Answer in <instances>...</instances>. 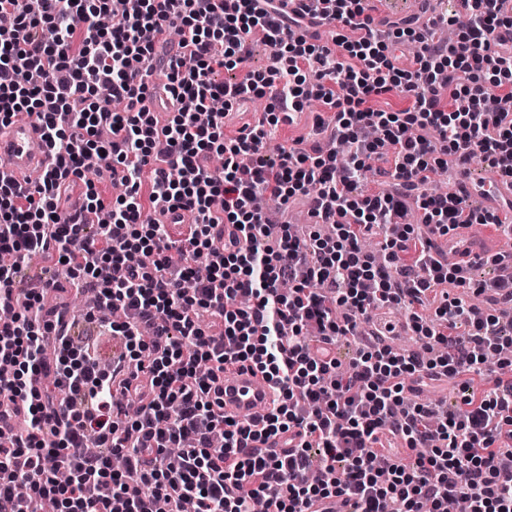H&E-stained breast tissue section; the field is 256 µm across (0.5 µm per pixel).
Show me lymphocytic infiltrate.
<instances>
[{"label": "lymphocytic infiltrate", "instance_id": "obj_1", "mask_svg": "<svg viewBox=\"0 0 512 512\" xmlns=\"http://www.w3.org/2000/svg\"><path fill=\"white\" fill-rule=\"evenodd\" d=\"M111 2L0 0L12 20L0 29V126L36 115L51 149L37 181L0 175V252L16 258L0 266V310L12 312L0 321V512H40L46 499L57 512H155L160 499L166 512L188 502L194 512H253L259 500L266 512H307L341 496L354 512H446L462 494L468 512H512V379L471 386L489 357L512 367L501 354L512 339L500 315L450 295L469 265L437 258L432 241L474 224L512 237V221L423 190L436 169L476 156L512 180V112L483 107L512 101V44L499 37L512 21L496 0H461L470 24L450 46L408 21L379 29L365 0H316L339 29L329 46L308 41L304 11L283 12L277 0L229 9L225 0H124L121 24L104 28ZM172 32L178 51L163 67L177 106L161 125L143 101ZM255 33L271 64L240 71ZM406 39L418 45L410 70L391 59ZM224 69L240 75L218 80ZM475 73L488 84L462 83ZM393 92L409 106L372 107ZM244 98L267 109L227 133L224 117ZM312 98L332 111L317 123L326 146L284 148L269 162L268 142ZM216 154L223 167L206 166ZM378 162L390 166L389 189L362 193ZM117 165L122 196L105 203L92 184L83 212L61 215L63 180ZM262 197L304 199L332 235L302 239L286 224L273 234ZM147 205L190 211L192 232L172 240L167 225L144 222ZM223 222L236 230L219 251ZM375 228L385 232L380 264L363 247ZM33 255L50 261L49 276L14 295ZM64 281L96 297L124 344L123 368L74 342L64 306H45ZM386 306L403 311L419 349L368 341L342 365L334 345ZM428 306L434 319L421 314ZM116 308L125 320H111ZM204 312L220 318L219 333L201 327ZM235 365L260 371L277 394L261 422L224 415V372ZM433 373L458 380L456 409L407 396V379ZM48 376L52 386L37 390ZM91 432L100 453L85 449ZM290 432L296 446L266 448ZM389 437L405 442V456L381 449ZM19 481L27 496L15 494Z\"/></svg>", "mask_w": 512, "mask_h": 512}]
</instances>
